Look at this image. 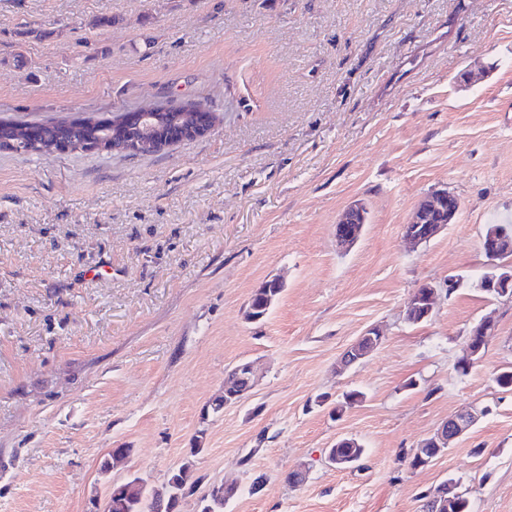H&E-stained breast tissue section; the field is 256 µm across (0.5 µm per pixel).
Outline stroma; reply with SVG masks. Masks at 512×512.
<instances>
[{"label":"stroma","mask_w":512,"mask_h":512,"mask_svg":"<svg viewBox=\"0 0 512 512\" xmlns=\"http://www.w3.org/2000/svg\"><path fill=\"white\" fill-rule=\"evenodd\" d=\"M187 99L218 122L157 154L0 151V512H89L186 463L179 512L220 483L237 487L224 512H422L451 478L472 512H512V391L494 381L512 298L474 287L486 226L512 223V0H0V118ZM440 188L455 223L408 245ZM356 200L368 222L345 252ZM426 283L437 303L414 324ZM486 316L496 334L460 374ZM374 326L378 349L337 372ZM243 361L253 390L213 412ZM470 407L488 413L411 467ZM342 437L365 448L344 470L327 460ZM366 224V209L361 204L350 206L336 224V240L345 249L352 247L359 239ZM281 292L282 288H277L274 283H269L268 288H257L251 297L249 315L262 321ZM421 288L423 289L422 293H420V292L413 293L406 303L407 316L410 317L408 320L413 323L419 321V319H418L419 317H418L416 319V321L414 322L415 319L411 318V315L413 314V311L415 310V308L418 307V305H416V302L420 301V298L426 304V310H425V314H424L423 318H428L431 315V313L433 312L434 306H435V302H436L437 289L433 285L424 284L421 286Z\"/></svg>","instance_id":"35a3bbf8"}]
</instances>
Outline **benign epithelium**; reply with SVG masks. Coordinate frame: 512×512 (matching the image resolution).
<instances>
[{
	"label": "benign epithelium",
	"instance_id": "obj_1",
	"mask_svg": "<svg viewBox=\"0 0 512 512\" xmlns=\"http://www.w3.org/2000/svg\"><path fill=\"white\" fill-rule=\"evenodd\" d=\"M461 206L460 199L448 189H437L427 194L416 206L410 221L405 227L404 238L412 244L428 242L448 229V225L454 223ZM364 224H366V209L361 204L350 206L336 224V240L346 249L352 247L359 239ZM483 250L490 258L498 257L512 250V238L505 233H492L482 239ZM437 296V289L431 284L422 285V291L412 294L406 303L407 315H412L416 308V302L423 301L426 304L424 317H429L433 312ZM382 332L372 327L358 337L344 353L339 362V371H344L350 366L370 355L379 345L376 337ZM239 370L243 372L247 380V386L233 399L224 401V406H230L234 402L241 401L255 385V370L250 362L240 364ZM480 412L472 410L460 411L446 420L436 432L421 441L418 447L424 450L429 458H434L449 445L464 435L478 419ZM458 495L454 484L445 481L434 493V498L429 504L430 512H449L456 502Z\"/></svg>",
	"mask_w": 512,
	"mask_h": 512
}]
</instances>
